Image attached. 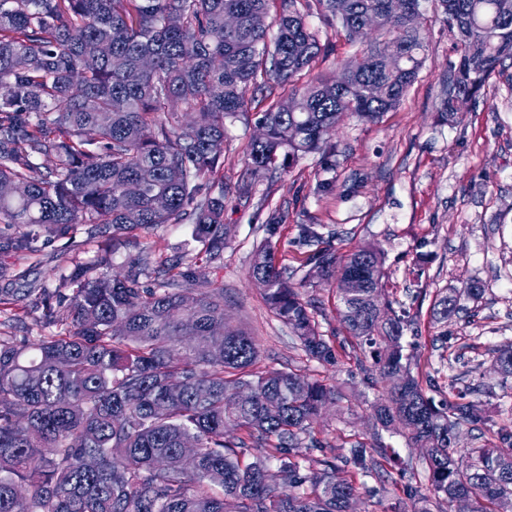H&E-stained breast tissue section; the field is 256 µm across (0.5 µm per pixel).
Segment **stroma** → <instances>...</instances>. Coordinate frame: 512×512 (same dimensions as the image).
<instances>
[{
  "mask_svg": "<svg viewBox=\"0 0 512 512\" xmlns=\"http://www.w3.org/2000/svg\"><path fill=\"white\" fill-rule=\"evenodd\" d=\"M418 12L426 62L400 104L375 123L345 119L326 134L324 151L278 162L274 180L255 184L246 195L237 187L245 178L257 116L249 111L226 120L228 235L220 262L201 252L189 223L117 236L76 224L65 237L35 242L33 250L0 253V267L7 271L0 277V331L38 334L29 296L58 287L61 269L107 262L118 271L137 256L189 264L200 282L223 285L227 319L256 337V370L299 368L335 393L312 426L319 445L304 451L307 470H320L354 436L378 439L393 458L418 462L421 449L408 445L404 435L379 430L372 404L384 388L366 384L355 357L341 358L333 368L307 361L292 329L266 305L251 262L264 239L268 211L276 208L284 218L272 239L275 263L314 305L323 336L338 341L347 331L336 310V280L307 275V253L298 243L304 224L321 225L326 236L339 232L332 242L339 253L364 244L385 251L384 289L415 316L402 343L426 395L455 402L466 386L480 387L474 400L485 420L460 428L456 450L502 445L512 435V377L494 370L493 356L512 344V60H505L454 121H441V80L459 59L457 40L433 0H419ZM307 21L324 51L305 78L336 79L362 45L347 41L338 23L317 13ZM473 283L482 293L468 301V314L444 325L433 321L436 300ZM356 481L358 512H419L421 498L432 494L423 474L415 497L393 472L360 474Z\"/></svg>",
  "mask_w": 512,
  "mask_h": 512,
  "instance_id": "1",
  "label": "stroma"
}]
</instances>
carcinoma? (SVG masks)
<instances>
[{
  "instance_id": "carcinoma-1",
  "label": "carcinoma",
  "mask_w": 512,
  "mask_h": 512,
  "mask_svg": "<svg viewBox=\"0 0 512 512\" xmlns=\"http://www.w3.org/2000/svg\"><path fill=\"white\" fill-rule=\"evenodd\" d=\"M417 2L394 17L388 0H314L363 50L347 83L300 87L323 48L298 0H280L263 27L269 0H0V185L12 190L0 194V224L30 227L0 236V250L72 224L129 234L188 220L209 259H222L224 120L247 112L246 90L290 85L259 112L265 136L249 145L243 194L280 156L320 150L342 120L399 105L425 61ZM436 2L460 50L439 109L451 121L512 59V0ZM184 106L193 117L179 132L172 119ZM281 222L269 212L251 276L307 360L335 366L338 352L360 351L365 378L387 387L377 422L423 449L434 495L512 512V449L457 453L456 433L483 410L434 404L412 373L402 338L413 317L382 298L385 252L340 255L303 228L313 272L361 283L339 297L350 339L334 346L274 262ZM59 282L76 288H40L32 300L40 326L57 332L0 336V512H346L355 476L388 463L377 445L350 439L348 453L305 472L300 448L321 447L311 428L330 390L299 369L254 370L255 337L226 320L224 287L200 284L191 267L134 258L115 274L76 265ZM458 310L445 295L436 321ZM494 363L511 377L512 346ZM243 387L253 390L245 403ZM228 425L240 435L225 439ZM186 439L198 454L189 472Z\"/></svg>"
}]
</instances>
